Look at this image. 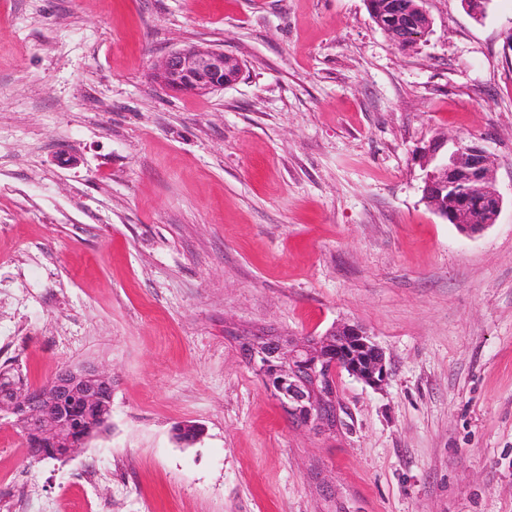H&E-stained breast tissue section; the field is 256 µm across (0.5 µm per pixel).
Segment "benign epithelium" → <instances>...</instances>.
Listing matches in <instances>:
<instances>
[{
  "mask_svg": "<svg viewBox=\"0 0 512 512\" xmlns=\"http://www.w3.org/2000/svg\"><path fill=\"white\" fill-rule=\"evenodd\" d=\"M389 10L380 27L404 48L409 34L420 31V24L401 13L395 2ZM238 69V60L221 50L187 48L169 54L153 78L172 92L204 94L224 88L226 74ZM444 146L445 142L436 140L424 152L425 162L439 160L426 181L424 198L460 234L472 238L495 224L501 210L490 156L481 144L461 139L450 155L440 159ZM236 339L247 365L266 382L288 418L320 435H334L345 425L338 388L341 371L375 387L388 376L383 352L359 324L288 341L245 331L236 333ZM102 387L112 394V376L106 372L91 364L66 367L38 387L14 390L0 405V415L14 417L26 440L36 428L51 443L70 442L71 432L48 400L73 395L95 400Z\"/></svg>",
  "mask_w": 512,
  "mask_h": 512,
  "instance_id": "7a95c632",
  "label": "benign epithelium"
}]
</instances>
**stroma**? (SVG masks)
I'll return each mask as SVG.
<instances>
[{"label": "stroma", "instance_id": "obj_1", "mask_svg": "<svg viewBox=\"0 0 512 512\" xmlns=\"http://www.w3.org/2000/svg\"><path fill=\"white\" fill-rule=\"evenodd\" d=\"M424 8L402 48L365 0H0V365L112 375L110 429L68 461L0 420V512H512V0ZM190 46L238 81L156 84ZM437 139L491 157L479 236L423 200ZM342 323L388 377L341 375L331 437L227 334Z\"/></svg>", "mask_w": 512, "mask_h": 512}]
</instances>
